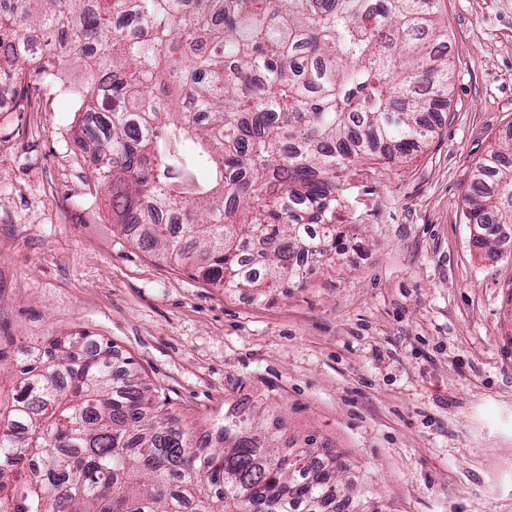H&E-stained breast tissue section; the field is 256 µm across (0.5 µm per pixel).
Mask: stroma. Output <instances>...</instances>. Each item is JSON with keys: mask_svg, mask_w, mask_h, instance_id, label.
<instances>
[{"mask_svg": "<svg viewBox=\"0 0 512 512\" xmlns=\"http://www.w3.org/2000/svg\"><path fill=\"white\" fill-rule=\"evenodd\" d=\"M439 18L440 129L406 165L360 164L344 259L262 300L113 233L71 140L84 65L63 61L31 107L0 109V334L91 332L194 427L253 400L376 512H512V260L475 251L464 217L472 170L512 135V0H442Z\"/></svg>", "mask_w": 512, "mask_h": 512, "instance_id": "1", "label": "stroma"}]
</instances>
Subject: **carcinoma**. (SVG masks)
<instances>
[{"mask_svg": "<svg viewBox=\"0 0 512 512\" xmlns=\"http://www.w3.org/2000/svg\"><path fill=\"white\" fill-rule=\"evenodd\" d=\"M439 0H0V83L24 111L61 59L74 143L93 157L113 231L207 283L261 299L333 267L348 174L400 164L448 101ZM512 144L471 176V244L512 224ZM205 161L207 176L197 164ZM0 512H336V459L280 454L247 405L200 430L89 332L9 338Z\"/></svg>", "mask_w": 512, "mask_h": 512, "instance_id": "1", "label": "carcinoma"}]
</instances>
